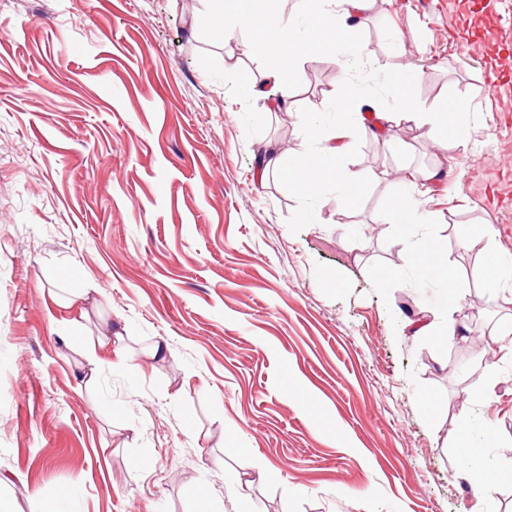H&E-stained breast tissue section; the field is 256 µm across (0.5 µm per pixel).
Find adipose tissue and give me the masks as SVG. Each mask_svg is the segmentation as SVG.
<instances>
[{"label":"adipose tissue","instance_id":"ef3b65f1","mask_svg":"<svg viewBox=\"0 0 512 512\" xmlns=\"http://www.w3.org/2000/svg\"><path fill=\"white\" fill-rule=\"evenodd\" d=\"M301 11L308 25L297 31L291 19L279 12L273 0H209L210 21L204 37L220 42L240 34L246 36L250 52L275 59L262 82L244 84V92L252 97L265 95L267 87H274L279 96L275 107L285 111L291 106L293 83L299 70L301 54L316 51L324 54H354L361 47L360 26L354 18L368 6L369 0H341V9H333L331 0H301ZM418 74L410 65L389 76L388 82L396 94L395 109L381 111L373 97L354 95L349 79H342L334 109L339 114L337 123L328 125L321 113L310 112L305 124L315 150L303 151L285 159L268 152L257 159L261 172L277 170L290 187L303 199L321 201L325 188L336 186L341 190L337 206L350 204L367 182L366 172L347 168L334 146L336 136L355 141L359 135L382 137L388 124H413L429 130L431 139L439 148L463 150L468 146V132L476 119V107L460 101L455 112L438 108L422 109L411 93L412 82ZM383 222L394 224L398 234H406L411 226L426 224L430 214L420 201L402 195L389 201L382 212ZM474 421H467L456 438L461 473L474 496L486 495L496 484L512 479V473L489 462L481 445L493 443V436L477 442Z\"/></svg>","mask_w":512,"mask_h":512}]
</instances>
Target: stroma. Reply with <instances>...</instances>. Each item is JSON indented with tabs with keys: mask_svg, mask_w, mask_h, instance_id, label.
Here are the masks:
<instances>
[{
	"mask_svg": "<svg viewBox=\"0 0 512 512\" xmlns=\"http://www.w3.org/2000/svg\"><path fill=\"white\" fill-rule=\"evenodd\" d=\"M452 0H372L355 57L298 61L291 111L244 95L272 60L198 37L203 0H0V503L9 512H512V481L475 501L454 438L475 405L512 445V359L494 386L450 375L464 352L404 332L409 314L483 308L498 351L512 304L485 257L512 261L505 215L472 184L512 156L507 102L485 82ZM415 61L421 107L469 100L466 152L426 130L360 137L369 173L345 209L306 210L256 157L307 140L342 75L391 109ZM431 180L420 182L421 172ZM444 239L455 292L421 276L380 209L401 188ZM479 228L461 242L458 225ZM393 272L389 289L379 279ZM120 330L125 363L98 336ZM161 345L163 357L148 349ZM97 348V366L86 356ZM300 386L308 406L290 401ZM430 397L425 408L422 397ZM263 466L247 497L239 478Z\"/></svg>",
	"mask_w": 512,
	"mask_h": 512,
	"instance_id": "35a3bbf8",
	"label": "stroma"
}]
</instances>
